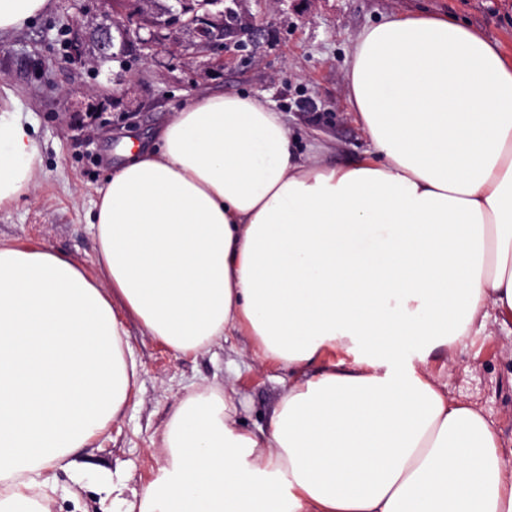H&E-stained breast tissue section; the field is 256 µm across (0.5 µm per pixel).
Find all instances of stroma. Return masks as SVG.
<instances>
[{"mask_svg":"<svg viewBox=\"0 0 512 512\" xmlns=\"http://www.w3.org/2000/svg\"><path fill=\"white\" fill-rule=\"evenodd\" d=\"M111 6V0H53L29 26L0 36V83L13 88L16 109L33 123L43 158L37 190L0 211V244L51 248L94 276L97 244L88 212L122 160L125 130L152 142L195 90L266 96L300 144L320 140L329 148L328 161L342 165L369 147L343 95L346 55L364 28L395 13H445L512 58V0H282L269 12L257 0H244L243 9L266 32L255 63L236 59L219 67L216 53L182 50L150 64L134 51L100 66L71 62L67 45L78 26ZM88 91L102 101L104 120L85 131L77 117ZM126 329L139 369L136 385L120 417L78 453L82 481H73L66 468H50L58 488L51 512H100L104 472L122 482L127 499L151 482L165 425L187 391L234 387L240 425L258 435L291 376L287 367L254 359L249 337L237 333L181 355L136 320H127ZM410 364L438 375L449 398L480 407L502 452H512V321L488 317L484 329L451 352L425 360L415 353Z\"/></svg>","mask_w":512,"mask_h":512,"instance_id":"obj_1","label":"stroma"}]
</instances>
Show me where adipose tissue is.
Returning <instances> with one entry per match:
<instances>
[{"label": "adipose tissue", "mask_w": 512, "mask_h": 512, "mask_svg": "<svg viewBox=\"0 0 512 512\" xmlns=\"http://www.w3.org/2000/svg\"><path fill=\"white\" fill-rule=\"evenodd\" d=\"M51 0H0V33ZM343 94L369 141L337 166L265 97L198 90L127 152L88 223L101 276L0 245V512H49L54 465L122 412L125 319L179 354L230 333L293 377L265 435L235 392H189L127 512H512L482 412L405 366L512 319V61L445 15L365 28ZM0 84V210L42 155ZM352 361L334 359L336 351Z\"/></svg>", "instance_id": "ef3b65f1"}]
</instances>
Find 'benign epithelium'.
<instances>
[{"label": "benign epithelium", "instance_id": "obj_1", "mask_svg": "<svg viewBox=\"0 0 512 512\" xmlns=\"http://www.w3.org/2000/svg\"><path fill=\"white\" fill-rule=\"evenodd\" d=\"M139 11L103 15L88 30H79L71 42L75 60H114V37L122 48H134L148 61L162 52L177 49L175 31L185 30L188 46L196 51L222 50L226 55H242L250 61L256 57L264 29L241 8V0H228L223 9L202 15L192 14L186 21L177 15L163 17L153 8V0H138Z\"/></svg>", "mask_w": 512, "mask_h": 512}]
</instances>
